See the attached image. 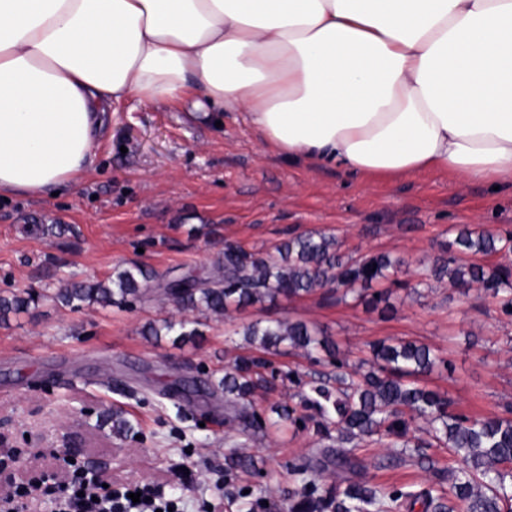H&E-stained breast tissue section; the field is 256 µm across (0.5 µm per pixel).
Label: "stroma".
<instances>
[{
  "mask_svg": "<svg viewBox=\"0 0 512 512\" xmlns=\"http://www.w3.org/2000/svg\"><path fill=\"white\" fill-rule=\"evenodd\" d=\"M512 230V195L443 170L393 177L346 176L267 146L243 112H192L181 103L131 98L111 113L83 178L57 194L0 198V294L52 293L73 281H105L141 264L158 277H210L225 240L267 252L305 231L338 238L349 256L389 253L405 265L392 285L397 311L379 312L323 292L205 318L185 343L143 336L144 325L181 318L148 301L74 312L46 302L0 325V457L21 454L26 478L57 472L61 445L116 483L157 482L183 512H239L224 496V456L238 441L224 402L191 398L188 418L162 397L165 385L223 375L234 355L255 353L243 323L300 319L326 331L349 365L378 340L428 345L443 365L421 377L459 411L490 417L512 404V316L477 290L431 274L461 225ZM117 414L140 430L99 426ZM313 430L256 431L248 443L272 490L269 512H287L286 468L319 447ZM376 445L359 451L366 477L419 490L431 474Z\"/></svg>",
  "mask_w": 512,
  "mask_h": 512,
  "instance_id": "35a3bbf8",
  "label": "stroma"
}]
</instances>
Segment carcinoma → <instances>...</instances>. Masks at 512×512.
<instances>
[{
	"instance_id": "carcinoma-1",
	"label": "carcinoma",
	"mask_w": 512,
	"mask_h": 512,
	"mask_svg": "<svg viewBox=\"0 0 512 512\" xmlns=\"http://www.w3.org/2000/svg\"><path fill=\"white\" fill-rule=\"evenodd\" d=\"M512 253V232L493 233L476 225L462 226L433 262L431 273L448 278L457 288H478L498 299L500 310L512 315V264H477L471 256ZM404 261L389 253L358 258L341 252L334 237L321 232L295 235L272 253H253L226 241L216 274L206 280L187 279L188 288L171 282L152 285L155 273L141 265H120L112 285L83 282L63 286L53 294L24 289L0 294V323L27 312L43 301L72 309L98 304L142 302L152 299L183 311L222 317L264 301L292 299L324 290L338 300L352 298L383 313L394 310L390 291L372 286L390 280ZM199 319H164L148 324L143 335L172 336L185 342L200 335ZM251 344L267 352L284 347L301 350L317 365L333 370L304 380L298 371L286 372L261 355H236L224 367V376L205 380L211 394H224L225 405L257 429L295 431L313 429L320 440L336 439L334 448H317L311 455L286 463L293 476L288 490V512H512V405L502 414L477 419L455 411L446 394L421 387L418 377L428 374L442 359L427 345L411 341L370 346L371 357L349 368L335 343L315 325L290 318L266 319L243 325ZM298 387L295 406L273 404L259 412L265 396L278 380ZM450 451L447 470H432V483L417 492L386 488L356 479L362 469L356 451L369 445L413 453L433 445ZM224 496L241 512H260L267 487L237 483L238 471L254 468L238 448L225 455Z\"/></svg>"
}]
</instances>
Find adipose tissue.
<instances>
[{
	"label": "adipose tissue",
	"mask_w": 512,
	"mask_h": 512,
	"mask_svg": "<svg viewBox=\"0 0 512 512\" xmlns=\"http://www.w3.org/2000/svg\"><path fill=\"white\" fill-rule=\"evenodd\" d=\"M134 95L351 177L512 192V0H0V193L78 183Z\"/></svg>",
	"instance_id": "obj_1"
}]
</instances>
